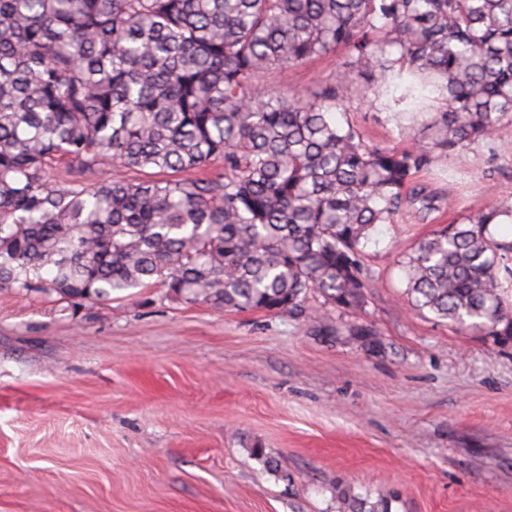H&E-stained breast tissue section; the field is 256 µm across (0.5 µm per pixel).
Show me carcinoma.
I'll use <instances>...</instances> for the list:
<instances>
[{
  "mask_svg": "<svg viewBox=\"0 0 512 512\" xmlns=\"http://www.w3.org/2000/svg\"><path fill=\"white\" fill-rule=\"evenodd\" d=\"M348 48L364 95L407 75L439 87L428 141L371 146L336 123V86L311 101L258 95L273 70ZM512 125V0H0V288L65 301L160 283L173 300L303 314L360 311L370 230L437 153ZM131 182L79 172L201 170ZM486 206L418 244L408 303L512 345V240ZM348 512H388L381 500ZM224 172V164L221 160L214 161L205 171H188L181 173H172L157 175L151 173L149 170H140L138 168L123 169L122 173L125 175L127 180L133 182H141L150 179H189L198 178L202 176H214L216 174Z\"/></svg>",
  "mask_w": 512,
  "mask_h": 512,
  "instance_id": "cac0c4a2",
  "label": "carcinoma"
}]
</instances>
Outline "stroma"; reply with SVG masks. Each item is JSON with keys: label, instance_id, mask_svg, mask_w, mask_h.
<instances>
[{"label": "stroma", "instance_id": "obj_1", "mask_svg": "<svg viewBox=\"0 0 512 512\" xmlns=\"http://www.w3.org/2000/svg\"><path fill=\"white\" fill-rule=\"evenodd\" d=\"M348 56L257 86L306 99L336 82L365 141L406 147L401 125L425 140L437 93L388 111L343 83ZM408 191L370 232L357 313L225 310L158 284L78 307L0 288V512H512V348L416 313L403 271L435 230L512 204V126Z\"/></svg>", "mask_w": 512, "mask_h": 512}]
</instances>
